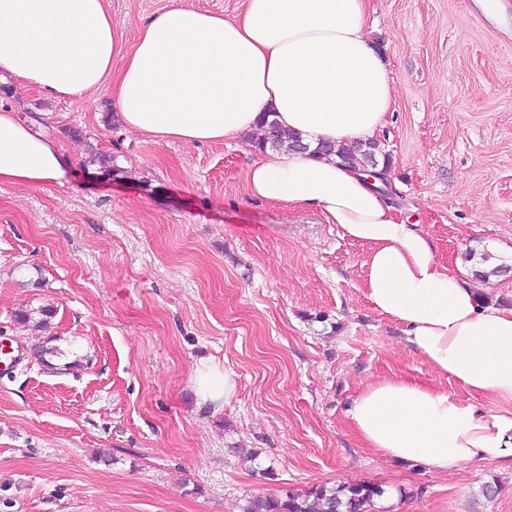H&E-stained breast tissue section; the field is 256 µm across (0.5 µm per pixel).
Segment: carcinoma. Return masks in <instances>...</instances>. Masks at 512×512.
<instances>
[{"label": "carcinoma", "mask_w": 512, "mask_h": 512, "mask_svg": "<svg viewBox=\"0 0 512 512\" xmlns=\"http://www.w3.org/2000/svg\"><path fill=\"white\" fill-rule=\"evenodd\" d=\"M262 128L263 136L255 144L259 149L295 151L304 146L300 136L273 120H263ZM316 152L334 156L350 167H379L386 173L390 170V158L380 151L375 139L355 146L322 142ZM467 256L476 260L472 275L477 279L500 276L507 271L505 265L492 264V256L488 253L479 254L471 250ZM383 495L382 486L372 483L341 484L337 487L317 485L303 492L288 490L282 496L253 497L246 501L242 512H370L375 499Z\"/></svg>", "instance_id": "obj_1"}]
</instances>
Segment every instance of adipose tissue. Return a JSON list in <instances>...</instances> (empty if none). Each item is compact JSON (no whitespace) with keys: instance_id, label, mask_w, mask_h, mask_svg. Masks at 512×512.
Masks as SVG:
<instances>
[{"instance_id":"obj_1","label":"adipose tissue","mask_w":512,"mask_h":512,"mask_svg":"<svg viewBox=\"0 0 512 512\" xmlns=\"http://www.w3.org/2000/svg\"><path fill=\"white\" fill-rule=\"evenodd\" d=\"M368 0H243L233 18L172 4L130 50L106 0H0V79L49 98L110 88L116 117L157 140L207 143L256 132L264 114L308 143L267 150L249 194L321 214L368 248L363 287L406 328L434 372L470 393L398 378L365 386L348 411L365 446L448 474L512 460V309L480 301L463 267L438 262L428 235L397 216L382 183L313 154L375 138L395 105L388 67L365 31ZM72 159L38 123L0 111V184L63 183ZM494 396L499 410L472 399Z\"/></svg>"}]
</instances>
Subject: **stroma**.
<instances>
[{
    "instance_id": "1",
    "label": "stroma",
    "mask_w": 512,
    "mask_h": 512,
    "mask_svg": "<svg viewBox=\"0 0 512 512\" xmlns=\"http://www.w3.org/2000/svg\"><path fill=\"white\" fill-rule=\"evenodd\" d=\"M171 0H110L132 47ZM395 107L377 139L391 199L437 260L512 265V0H369ZM73 159L64 185L0 184V512H242L254 496L382 486L385 512H512V465L436 474L364 448L347 409L401 378L456 392L364 295L366 246L317 212L249 196L250 140L132 132L100 90L0 83ZM126 170L108 179L94 156ZM52 308L46 326L20 310ZM56 349L65 374L35 354ZM234 395L199 405L197 370Z\"/></svg>"
}]
</instances>
